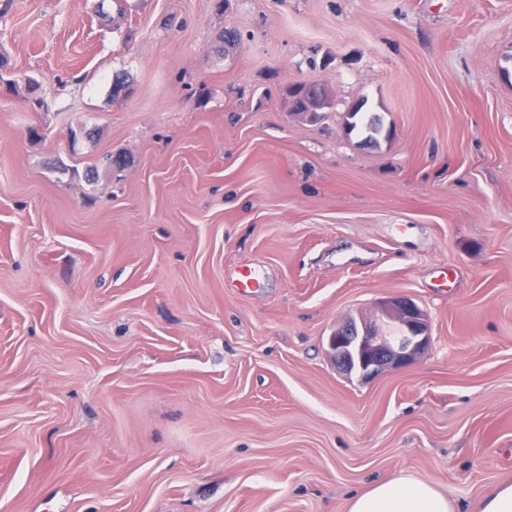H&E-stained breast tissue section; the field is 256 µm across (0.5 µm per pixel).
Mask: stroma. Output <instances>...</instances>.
<instances>
[{
	"label": "stroma",
	"instance_id": "35a3bbf8",
	"mask_svg": "<svg viewBox=\"0 0 512 512\" xmlns=\"http://www.w3.org/2000/svg\"><path fill=\"white\" fill-rule=\"evenodd\" d=\"M97 2L0 0V512H345L400 474L480 512L512 481V0ZM399 295L427 353L339 372L332 331ZM328 100L329 94L325 88L322 92L313 91L310 87L304 86L303 91L290 99V108L293 112H322L321 110L328 104V109L332 107V102L329 103ZM366 104L367 100L362 104H356L353 110L349 108L344 116L345 124L349 133L352 134L354 131H358L364 135L362 140L365 139L368 142L378 144L379 136L383 132V123L381 118L375 114L359 116L360 114H366V112H363Z\"/></svg>",
	"mask_w": 512,
	"mask_h": 512
}]
</instances>
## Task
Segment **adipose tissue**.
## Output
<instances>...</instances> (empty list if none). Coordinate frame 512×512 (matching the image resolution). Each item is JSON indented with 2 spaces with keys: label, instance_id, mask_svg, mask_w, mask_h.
<instances>
[{
  "label": "adipose tissue",
  "instance_id": "obj_1",
  "mask_svg": "<svg viewBox=\"0 0 512 512\" xmlns=\"http://www.w3.org/2000/svg\"><path fill=\"white\" fill-rule=\"evenodd\" d=\"M347 512H454V505L434 486L397 476L353 496Z\"/></svg>",
  "mask_w": 512,
  "mask_h": 512
}]
</instances>
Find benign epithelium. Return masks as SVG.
I'll return each instance as SVG.
<instances>
[{
  "instance_id": "7a95c632",
  "label": "benign epithelium",
  "mask_w": 512,
  "mask_h": 512,
  "mask_svg": "<svg viewBox=\"0 0 512 512\" xmlns=\"http://www.w3.org/2000/svg\"><path fill=\"white\" fill-rule=\"evenodd\" d=\"M329 104V94L304 87L290 99L293 112H319ZM376 322L349 320L328 337V350L336 367L346 375L363 379L388 368H405L426 354L430 346L427 315L406 296L380 300L375 305ZM397 324L400 339L384 333L378 323Z\"/></svg>"
}]
</instances>
